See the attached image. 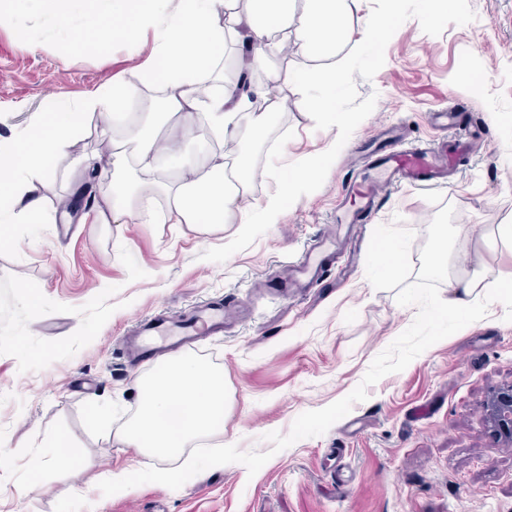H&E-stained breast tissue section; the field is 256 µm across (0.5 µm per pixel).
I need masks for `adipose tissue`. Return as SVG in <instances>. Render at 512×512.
<instances>
[{
	"label": "adipose tissue",
	"instance_id": "1",
	"mask_svg": "<svg viewBox=\"0 0 512 512\" xmlns=\"http://www.w3.org/2000/svg\"><path fill=\"white\" fill-rule=\"evenodd\" d=\"M57 21H69L91 8L89 28L95 48L115 41L135 42L152 28L150 58L128 67L93 93L58 99L34 113L26 128L0 137V223L45 224L50 216L42 189L50 176L47 160L68 155L91 115L113 119L110 162L90 157L87 168L112 187L101 205L83 215L94 224H184L208 235L227 224L249 227L272 223L323 166L311 156L279 176V189L264 202L245 197L259 172L242 153L228 154L224 144L242 145V131L263 137L275 124L280 103L274 88L288 84L317 87L307 101L308 116L323 129L341 131L333 90L352 63L346 46L360 0H41ZM235 46L251 68L291 49L288 66L273 71L271 85L256 89L261 109L237 95L235 82L217 79L227 47ZM182 133L206 127L217 145L203 166L185 158L180 144L168 150L176 165L160 177L151 120L155 107Z\"/></svg>",
	"mask_w": 512,
	"mask_h": 512
}]
</instances>
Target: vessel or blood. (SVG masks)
Segmentation results:
<instances>
[{"instance_id":"vessel-or-blood-1","label":"vessel or blood","mask_w":512,"mask_h":512,"mask_svg":"<svg viewBox=\"0 0 512 512\" xmlns=\"http://www.w3.org/2000/svg\"><path fill=\"white\" fill-rule=\"evenodd\" d=\"M450 163L447 146L416 149L405 146L397 134L391 133L371 153L366 176L350 180L346 190L345 209L336 213L335 223L364 224L374 219L380 191L403 185L431 188L440 185ZM336 245L331 234L319 235L314 244L293 262L290 278L276 280L269 288L284 292L304 288L329 271L327 259ZM228 311L223 304H206L195 313L176 321L158 317L141 324L134 335L124 338L127 352L134 357L153 355L223 324Z\"/></svg>"}]
</instances>
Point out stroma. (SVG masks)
<instances>
[{
	"mask_svg": "<svg viewBox=\"0 0 512 512\" xmlns=\"http://www.w3.org/2000/svg\"><path fill=\"white\" fill-rule=\"evenodd\" d=\"M387 13L390 34L371 41L368 24ZM353 29L355 61L334 92L345 118L339 146L306 116L308 91L291 84L277 94V124L253 148L255 166L273 176L252 185L250 202L276 192V175L294 162L324 159L274 223L245 233L228 224L205 238L183 224L60 218L16 225L0 245V512H512V444L485 416L488 394L512 384V322L499 302L380 379L323 435L272 453L256 474L231 463L176 490L146 483L106 497L97 487L103 473L137 465L118 435L137 407L130 382L150 370L121 345L138 319L233 305L221 332L177 352L224 370V432L210 444L264 452L266 433H288L301 413L349 394L411 324L417 309L396 294L415 282L443 206H453L458 232L451 276L512 279V242L496 236L512 222V0H454L438 19L426 0H362ZM151 46H73L40 0H16L0 26V136L23 130L57 96L97 89ZM445 106L457 108L472 144L447 185L387 193L373 223L338 240L334 277L288 297L266 293L264 281L287 276L326 230L369 136L387 126L410 145L447 142L429 120ZM111 143V126L92 117L69 157L49 161L46 206L80 195L84 208L99 203L84 194L94 180L83 161ZM385 237L401 246L393 275L367 256ZM59 430L74 465L35 474L34 457Z\"/></svg>",
	"mask_w": 512,
	"mask_h": 512,
	"instance_id": "stroma-1",
	"label": "stroma"
}]
</instances>
